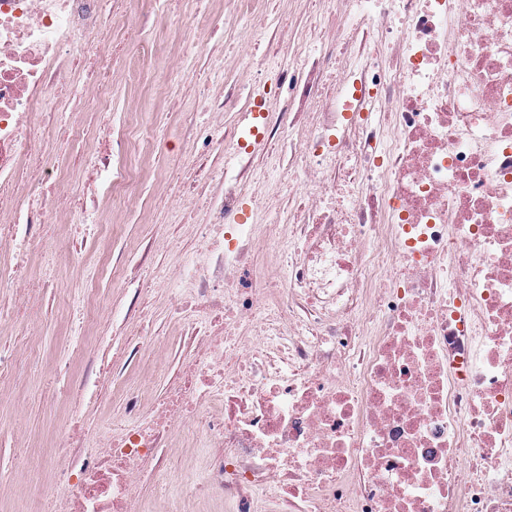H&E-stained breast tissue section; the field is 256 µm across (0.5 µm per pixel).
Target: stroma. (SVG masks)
<instances>
[{
	"label": "stroma",
	"mask_w": 512,
	"mask_h": 512,
	"mask_svg": "<svg viewBox=\"0 0 512 512\" xmlns=\"http://www.w3.org/2000/svg\"><path fill=\"white\" fill-rule=\"evenodd\" d=\"M261 10L269 31L288 29L298 44L309 39L308 25L319 18L310 0H263ZM223 11L224 0H145L135 6L133 12L142 18L144 37L151 47L148 55L137 58V65L148 77L163 76L168 60L177 56L181 37L162 26L164 14ZM231 80V74L191 57L176 75L179 95L168 102L159 101L144 87L134 89L122 82L113 86V125L126 122L127 102L136 97L142 102L136 115L138 123L162 138L158 168L135 186L136 195L149 201L150 207L140 217L122 213L114 216L117 229L108 236L106 245L113 261L127 271L128 277L100 291L95 307L101 316L93 335H84L79 327L88 313L84 288L91 267L87 264L58 266L56 286L42 306L32 312L14 308L13 321L0 325V351L15 353L13 369L0 387L6 393L0 400V512H31L36 506L43 512H56L58 504L51 490L53 460L71 418L79 417L92 434L111 429L121 415L124 389L148 376L152 379V394H159L186 355L177 336V320L168 305V270L172 251H190L195 242L184 234L177 221L173 202L177 186L165 172L176 164L181 178H194L189 163L194 147L183 136V113L190 108L194 93L203 82L221 84ZM89 119L85 113L61 125L54 144L61 178L69 187L84 181L87 175L73 131ZM161 231L172 242V251L154 249L153 237ZM141 276L156 285L146 304L152 332L166 339L164 346L155 351L163 367L156 372L147 367H131L115 380L111 375L100 374L99 367L109 353L128 340L129 326L137 319L130 302ZM84 375L96 381L102 391L97 402H90L86 393L73 388L63 392L58 402L47 403L45 391L51 382ZM168 468L175 477L174 484L162 494L145 487V512H168L175 503L184 512H224L222 505H205L187 496L188 481L201 471L200 450L192 438L185 436L174 443Z\"/></svg>",
	"instance_id": "35a3bbf8"
}]
</instances>
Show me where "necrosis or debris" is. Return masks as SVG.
Listing matches in <instances>:
<instances>
[{
  "instance_id": "necrosis-or-debris-1",
  "label": "necrosis or debris",
  "mask_w": 512,
  "mask_h": 512,
  "mask_svg": "<svg viewBox=\"0 0 512 512\" xmlns=\"http://www.w3.org/2000/svg\"><path fill=\"white\" fill-rule=\"evenodd\" d=\"M129 2L0 0V289L24 301L44 289L33 253L79 260L38 225L80 223L89 192L31 168L54 139L40 115L71 89L96 108L100 223L147 173L128 150L150 139L109 114L108 27L143 42ZM228 2L267 44L203 98L209 122L184 115L197 178L175 203L197 249L170 267L169 307L192 354L151 406L130 390L126 428L94 447L72 423L54 461L66 512H143L184 433L208 450L190 493L224 512H512V0H327L301 52L267 39L257 0ZM162 23L183 37L171 70L209 53L214 18ZM262 69L279 98L252 87ZM241 86L262 104L246 134L224 128Z\"/></svg>"
}]
</instances>
